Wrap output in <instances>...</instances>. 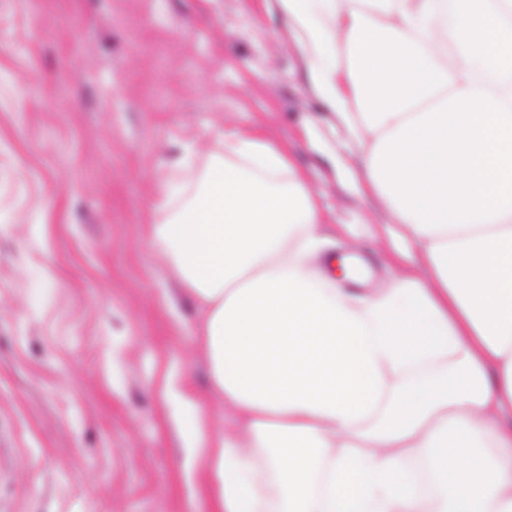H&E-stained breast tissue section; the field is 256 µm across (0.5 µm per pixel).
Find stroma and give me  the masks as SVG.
Returning a JSON list of instances; mask_svg holds the SVG:
<instances>
[{
  "label": "stroma",
  "instance_id": "stroma-1",
  "mask_svg": "<svg viewBox=\"0 0 512 512\" xmlns=\"http://www.w3.org/2000/svg\"><path fill=\"white\" fill-rule=\"evenodd\" d=\"M250 128L287 142L371 292L401 275L275 0H0V512H197L191 438L223 432L224 397L147 202L183 145L191 185Z\"/></svg>",
  "mask_w": 512,
  "mask_h": 512
}]
</instances>
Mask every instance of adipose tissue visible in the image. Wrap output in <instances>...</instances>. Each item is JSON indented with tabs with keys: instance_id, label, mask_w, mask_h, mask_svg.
<instances>
[{
	"instance_id": "adipose-tissue-1",
	"label": "adipose tissue",
	"mask_w": 512,
	"mask_h": 512,
	"mask_svg": "<svg viewBox=\"0 0 512 512\" xmlns=\"http://www.w3.org/2000/svg\"><path fill=\"white\" fill-rule=\"evenodd\" d=\"M367 144L404 273L359 297L287 143L230 131L152 242L203 314L232 427L209 512H512V0H276Z\"/></svg>"
}]
</instances>
